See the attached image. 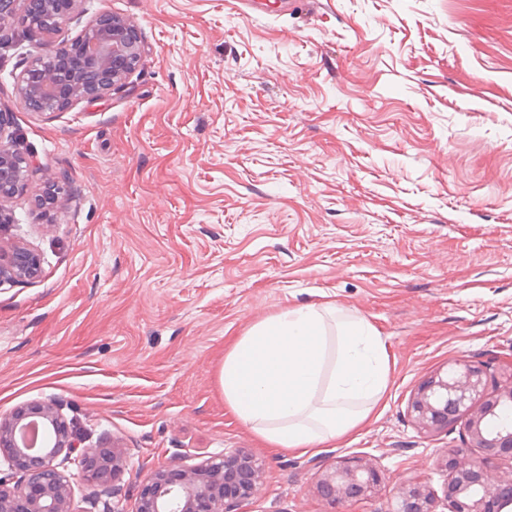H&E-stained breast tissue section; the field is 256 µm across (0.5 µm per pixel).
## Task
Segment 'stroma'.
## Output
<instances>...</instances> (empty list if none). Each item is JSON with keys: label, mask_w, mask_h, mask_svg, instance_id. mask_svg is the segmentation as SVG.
Listing matches in <instances>:
<instances>
[{"label": "stroma", "mask_w": 512, "mask_h": 512, "mask_svg": "<svg viewBox=\"0 0 512 512\" xmlns=\"http://www.w3.org/2000/svg\"><path fill=\"white\" fill-rule=\"evenodd\" d=\"M104 14L136 25L140 65L54 113L16 93L43 35L0 25L17 38L0 110L30 162L0 250L41 257L0 285V416L53 399L86 446L128 448L125 496L84 483L77 512H134L137 475L235 448L266 462L241 512L442 491L460 430L420 433L411 394L451 360L512 356V0H80L56 42ZM308 305L378 331L388 386L353 432L274 453L228 414L218 370L237 336ZM360 454L386 487L332 507L319 472Z\"/></svg>", "instance_id": "35a3bbf8"}]
</instances>
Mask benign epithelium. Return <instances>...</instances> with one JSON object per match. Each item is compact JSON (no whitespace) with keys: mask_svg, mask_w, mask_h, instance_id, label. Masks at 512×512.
<instances>
[{"mask_svg":"<svg viewBox=\"0 0 512 512\" xmlns=\"http://www.w3.org/2000/svg\"><path fill=\"white\" fill-rule=\"evenodd\" d=\"M45 12L41 31L53 36L58 19L74 13L79 0H0V24L19 5L29 12L37 3ZM91 58L99 79L86 85L79 73H66L69 58ZM142 44L134 24L122 17L97 18L75 38L50 47L21 72L16 92L36 112H60L78 101H96L110 93L140 64ZM9 120L0 111V218H9L3 202L25 187L28 160L12 148ZM37 254L25 247L0 252V281L36 275ZM408 413L424 434L458 426L465 446L442 462L447 473L443 496L420 482H401L395 512H503L512 506V358L496 369L483 362L458 360L419 383ZM47 427L49 440L34 452L19 436L32 419ZM75 425L54 400L36 401L0 417V512H74V481L92 480L101 492L121 493L128 449L117 443L80 449ZM493 469L497 479L489 478ZM265 461L241 449L212 456L198 464L162 465L140 486L135 512H239L258 491ZM385 476L367 455L340 457L318 474L317 489L330 504L369 500L384 487Z\"/></svg>","mask_w":512,"mask_h":512,"instance_id":"1","label":"benign epithelium"}]
</instances>
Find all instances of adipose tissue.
Masks as SVG:
<instances>
[{
	"instance_id": "ef3b65f1",
	"label": "adipose tissue",
	"mask_w": 512,
	"mask_h": 512,
	"mask_svg": "<svg viewBox=\"0 0 512 512\" xmlns=\"http://www.w3.org/2000/svg\"><path fill=\"white\" fill-rule=\"evenodd\" d=\"M389 371L375 329L360 318L328 325L294 307L253 325L225 352L218 383L227 409L276 450L308 453L368 415Z\"/></svg>"
}]
</instances>
